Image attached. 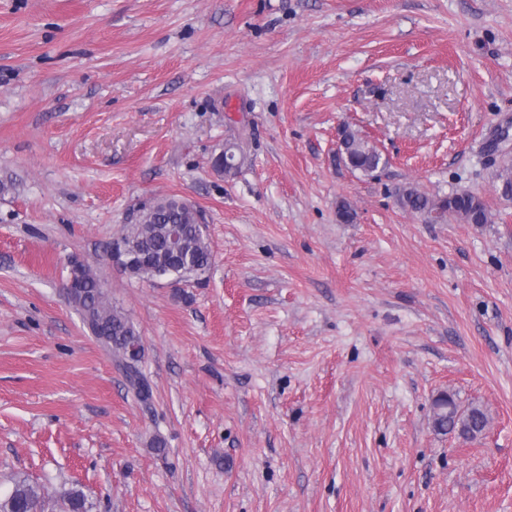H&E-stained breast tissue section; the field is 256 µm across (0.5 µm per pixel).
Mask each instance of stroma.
Listing matches in <instances>:
<instances>
[{"instance_id":"35a3bbf8","label":"stroma","mask_w":512,"mask_h":512,"mask_svg":"<svg viewBox=\"0 0 512 512\" xmlns=\"http://www.w3.org/2000/svg\"><path fill=\"white\" fill-rule=\"evenodd\" d=\"M345 128L374 176L337 162ZM507 168L512 0H0V497L512 512ZM407 186L491 221H430ZM173 195L206 217L202 280L112 266ZM74 260L139 331L150 404L61 297ZM443 394L485 433L437 432ZM341 150L344 155L349 156L350 168L364 175L371 176L387 163L375 146L351 130H345ZM403 208L424 214L436 213L441 220L448 215L460 217L469 224H487L488 213L481 199L473 193H455L443 198H432L409 186L399 194Z\"/></svg>"}]
</instances>
